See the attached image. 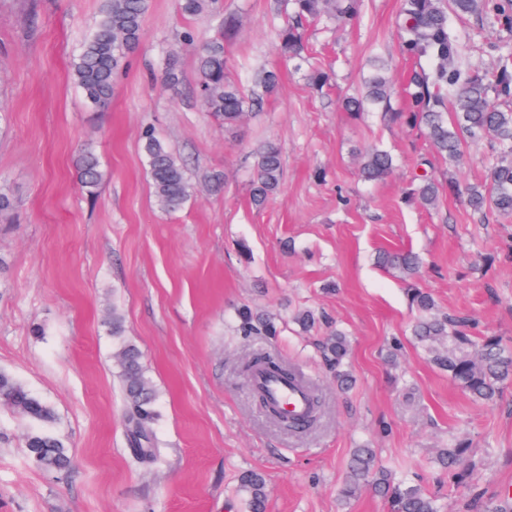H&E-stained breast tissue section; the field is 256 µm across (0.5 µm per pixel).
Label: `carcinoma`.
Segmentation results:
<instances>
[{
  "label": "carcinoma",
  "instance_id": "carcinoma-1",
  "mask_svg": "<svg viewBox=\"0 0 512 512\" xmlns=\"http://www.w3.org/2000/svg\"><path fill=\"white\" fill-rule=\"evenodd\" d=\"M216 3L217 0H179V9L183 16L192 17L216 9ZM361 4L362 0H274V10L286 17L277 30L280 53L289 60L307 61L309 49L304 23L321 18L353 20L359 15ZM149 7L150 0H101L94 25L70 69L73 82L91 105L104 108L110 103L114 78L139 45ZM450 12L479 22L491 16L498 27L512 32V0H402L396 21L401 51L416 60H427L430 68L421 66L411 72L405 87L407 109L395 112L391 105L394 88L388 63L376 58L362 90L345 97L342 108L353 115L380 110L397 124L419 127L435 153L450 162L460 161L463 139L489 142L495 150L488 172L489 189L474 186L462 189L450 179L448 192L465 191L471 212L482 219L490 212L509 218L512 217V110L494 108L491 99L512 104V54L502 60L490 82L479 72L461 66L459 42L448 27ZM237 27L235 15H224L220 35L208 39L197 50V97L204 110L226 129L260 110L264 98L277 92L280 84L278 73L265 68L254 73L249 91L226 75L225 44L234 38ZM141 150L157 206L169 214L184 209L194 200L195 187L182 158L151 128L142 131ZM358 163L361 179L367 183L382 181L395 169L393 155L373 147L360 152ZM76 170L81 186L87 193L95 194L102 182V171L94 150L86 148L78 154ZM283 179L281 149L269 140L254 155L249 189L251 204L263 206L280 191ZM438 194V183L423 175L408 192V200L433 207ZM377 262L406 284L409 304L417 312L411 335L430 363L448 373L472 401L496 403L512 381V347L500 336L478 331L472 319L439 309L432 293L416 285L421 262L413 252L384 250L379 252ZM106 324L119 342L115 357L125 399L127 445L136 462H155L159 457L153 432L156 392L145 375L142 353L123 339L124 319L117 309H112ZM238 333L246 338L275 336L277 328L270 320L243 308L238 314ZM319 352L324 364L334 372L337 387L350 388L353 377L346 369L349 353L346 334L334 329L321 343ZM258 367L285 379L304 381L315 402H320L312 382L278 354L256 355L245 365L244 373ZM0 402L33 424L25 438L29 459L59 476L68 475L73 459L66 442L51 430L55 420L53 407L2 370ZM470 454L469 440L453 437L440 450L437 463L459 486L474 469ZM347 469L346 481L340 489V496L345 500L355 497L360 486L369 484L387 499L389 512H443L439 499L426 493L407 475L396 476L382 468L372 448L355 449ZM240 490L248 496L250 512H264V475L244 474ZM469 509L470 512H512V500L484 502L476 498Z\"/></svg>",
  "mask_w": 512,
  "mask_h": 512
}]
</instances>
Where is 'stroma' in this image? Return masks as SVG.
<instances>
[{
  "instance_id": "stroma-1",
  "label": "stroma",
  "mask_w": 512,
  "mask_h": 512,
  "mask_svg": "<svg viewBox=\"0 0 512 512\" xmlns=\"http://www.w3.org/2000/svg\"><path fill=\"white\" fill-rule=\"evenodd\" d=\"M101 0H0V188L15 200L0 215V369L55 409L70 445L67 477L25 454L28 421L0 404V512H249L239 478L267 481L266 512H388L373 490L342 502L353 449L375 448L383 466L415 473L429 492L466 512L477 495L512 494V388L493 405L468 399L409 341L403 283L376 257L410 250L418 281L441 309L477 318L512 341V220L478 223L449 181L482 185L487 141H465L460 163L435 158L416 129L337 104L375 54L402 85L413 61L400 52L401 0H364L359 19L306 27L312 65L331 85L312 90L274 39L271 0H224L239 18L226 72L248 82L254 65L280 71L257 115L227 131L203 112L197 61L184 31L217 35L213 13L182 17L177 0H150L139 46L115 78L112 102L93 108L72 82L73 56ZM462 66L494 74L512 32L450 19ZM178 90L161 82L168 62ZM187 162L196 197L168 214L155 203L141 152L144 127ZM276 141L283 187L262 208L249 200L253 154ZM98 154L96 196L78 183L81 146ZM381 146L397 161L384 182L361 181L352 151ZM433 162L439 202L407 199L421 159ZM269 316L275 336L236 334L241 307ZM119 309L125 337L143 354L157 400L163 460L131 461L116 346L105 317ZM323 313L346 332L353 388L339 392L317 344L293 316ZM272 350L318 387L309 432L280 430L249 391L243 364ZM453 436L470 438L468 485L449 487L435 458Z\"/></svg>"
}]
</instances>
